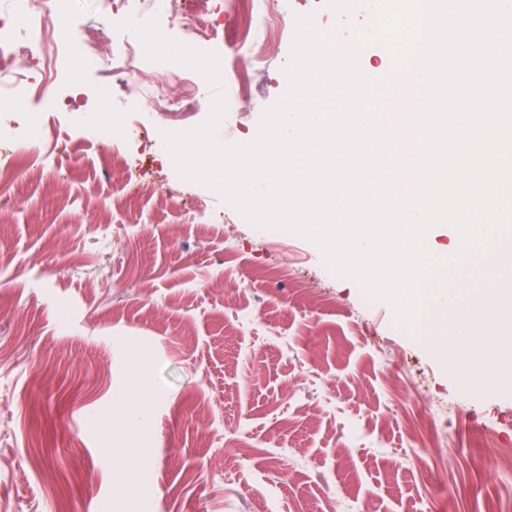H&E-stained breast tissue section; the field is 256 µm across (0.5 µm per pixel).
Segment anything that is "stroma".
Segmentation results:
<instances>
[{
  "instance_id": "stroma-1",
  "label": "stroma",
  "mask_w": 512,
  "mask_h": 512,
  "mask_svg": "<svg viewBox=\"0 0 512 512\" xmlns=\"http://www.w3.org/2000/svg\"><path fill=\"white\" fill-rule=\"evenodd\" d=\"M207 87L180 120L144 104L140 130L92 139L71 121L87 87L124 117L123 88L84 61L59 62L58 111L44 115L32 170L0 179V512H512V389L464 386L392 308L332 273L295 234L261 242L218 193L176 179L155 143L208 116L217 91L248 86L218 131L258 132L286 96L297 16L342 27L335 0H234ZM66 36L107 26L98 0H54ZM262 50L236 48L242 29ZM155 194L129 195L127 169ZM158 398L144 432L121 404L141 383ZM431 411L443 448L410 436ZM494 448L475 446L473 433ZM122 448L112 451L113 439ZM294 478L283 483L281 473Z\"/></svg>"
}]
</instances>
